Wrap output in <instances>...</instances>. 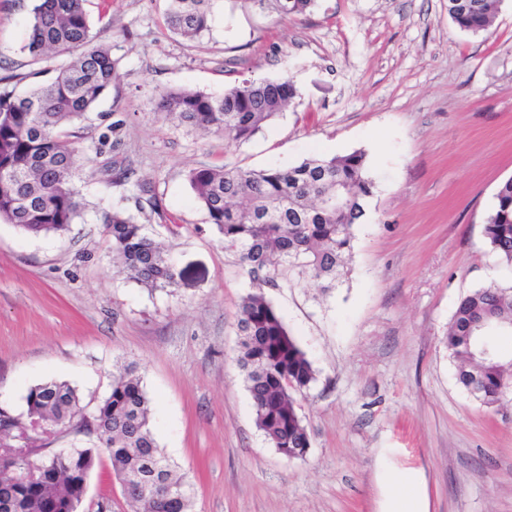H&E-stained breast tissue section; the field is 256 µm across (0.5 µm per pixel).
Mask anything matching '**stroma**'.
I'll return each mask as SVG.
<instances>
[{
  "label": "stroma",
  "mask_w": 512,
  "mask_h": 512,
  "mask_svg": "<svg viewBox=\"0 0 512 512\" xmlns=\"http://www.w3.org/2000/svg\"><path fill=\"white\" fill-rule=\"evenodd\" d=\"M35 4L0 0V75H16L20 93L32 71L47 81L66 62L24 52ZM85 10L116 77L74 127L81 216L40 237L0 223V406L25 413L27 390L56 379L94 409L133 361L158 445L193 485L191 512H388L395 473L413 477L429 512H512V389L491 407L474 400L443 342L462 297L512 285L483 232L512 177V0L486 34L459 29L448 0H315L290 17L272 0H215L193 40L169 29L166 0ZM286 74L297 97L241 144L156 111L164 91L218 97ZM355 150L376 187L344 278L264 290L317 372L295 395L309 452L291 460L258 430L237 365L239 305L254 285L186 174ZM116 162L129 181L113 182ZM115 207L164 247L174 287L114 272L101 216ZM104 499L132 512L105 456L80 512Z\"/></svg>",
  "instance_id": "stroma-1"
}]
</instances>
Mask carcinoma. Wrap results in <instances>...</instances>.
<instances>
[{"label": "carcinoma", "instance_id": "carcinoma-1", "mask_svg": "<svg viewBox=\"0 0 512 512\" xmlns=\"http://www.w3.org/2000/svg\"><path fill=\"white\" fill-rule=\"evenodd\" d=\"M84 2L39 0L33 8L24 49L35 60L70 57L51 81L18 94L11 86L13 76L0 77V222L33 236L67 231L79 216L83 203L73 184L76 145L69 127L115 78L116 61L109 48L94 43ZM211 2L169 0L168 27L185 38L200 36L209 29ZM468 2L474 8L448 17L462 30H487L496 0ZM313 6L314 0H275L284 17L302 15ZM296 96L288 77L243 80L221 97L188 89L163 92L156 111L241 143ZM187 179L209 223L222 235L224 251L258 284V290L242 299L237 322V363L253 402L255 424L276 449L284 441L305 448L310 437L292 393L310 388L317 372L261 288L287 275L333 287L375 189L365 153L312 158L288 168L201 166L190 169ZM104 224L116 272L128 274L143 288L176 284L177 273L166 253L143 232L135 215L115 207L104 216ZM484 235L491 252L512 265V178L498 187ZM482 320L512 327V286L489 285L464 296L445 337L449 356L457 362L458 383L481 404L492 406L512 380V360L479 355L477 337L468 329ZM25 402L24 418L0 407V448L29 447L25 426L30 419L66 423L82 408L77 390L56 380L31 386ZM73 433L89 438L90 445L78 454L46 457L44 470L37 474L28 472L25 458L9 456L13 472L0 476V493L10 497V512H65L63 500L80 494L81 482L102 452L122 479L143 478L145 462L152 461L175 496L161 512H190L183 476L155 438L137 363L113 375L109 394L79 420Z\"/></svg>", "mask_w": 512, "mask_h": 512}]
</instances>
